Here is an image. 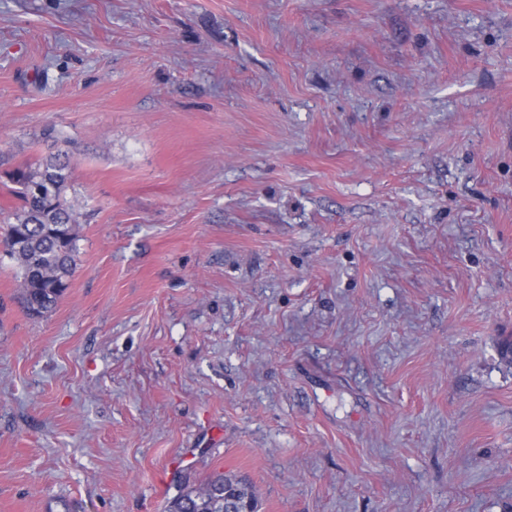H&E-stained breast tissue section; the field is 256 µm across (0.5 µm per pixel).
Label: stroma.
Wrapping results in <instances>:
<instances>
[{"instance_id": "obj_1", "label": "stroma", "mask_w": 512, "mask_h": 512, "mask_svg": "<svg viewBox=\"0 0 512 512\" xmlns=\"http://www.w3.org/2000/svg\"><path fill=\"white\" fill-rule=\"evenodd\" d=\"M0 512H512V0H0ZM16 172L17 183L39 184L44 191L38 197L20 189L21 206H0L4 252L16 267L25 308L43 316L55 308L78 265L76 220L64 200L69 165L56 155ZM14 234L24 237L20 247ZM225 500L237 508L239 502L257 512V499L251 487L234 475L217 474L195 489H189L176 497L169 506V512H224Z\"/></svg>"}]
</instances>
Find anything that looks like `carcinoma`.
<instances>
[{
    "mask_svg": "<svg viewBox=\"0 0 512 512\" xmlns=\"http://www.w3.org/2000/svg\"><path fill=\"white\" fill-rule=\"evenodd\" d=\"M17 173L18 183L39 184L43 194L20 191L21 206H0L4 252L16 267L25 308L33 316H43L55 308L77 268L76 220L64 200L69 165L56 155ZM15 234L24 237L19 247L12 242ZM226 502L234 507L245 502L253 512L258 507L248 483L217 474L181 493L170 503L169 512H224Z\"/></svg>",
    "mask_w": 512,
    "mask_h": 512,
    "instance_id": "cac0c4a2",
    "label": "carcinoma"
}]
</instances>
